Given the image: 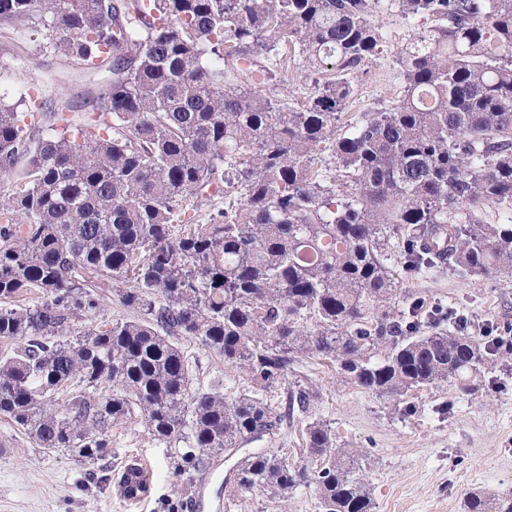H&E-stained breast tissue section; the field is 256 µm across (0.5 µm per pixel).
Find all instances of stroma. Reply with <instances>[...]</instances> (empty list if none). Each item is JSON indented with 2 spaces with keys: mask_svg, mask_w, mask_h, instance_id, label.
<instances>
[{
  "mask_svg": "<svg viewBox=\"0 0 512 512\" xmlns=\"http://www.w3.org/2000/svg\"><path fill=\"white\" fill-rule=\"evenodd\" d=\"M379 21L388 33L385 51L362 74L357 95L347 106L352 115L403 94L398 58L409 29L386 13ZM71 71L65 58L39 53L22 32L0 27V91L9 98L47 75L62 77ZM417 299L425 311L468 317L477 336H501L512 328L510 276L463 279L440 268L401 277L391 305L395 318L409 319ZM180 345L193 387L220 376L225 395L248 391L246 376L225 365L216 352L191 339ZM288 379L317 391L316 415L335 431L337 447L365 450L374 512H462L469 493H512V371L485 374L472 394L442 383L397 402L364 392L345 381L336 364L314 357L298 359ZM301 446L300 422L285 421L273 434L239 448L237 456L211 458L189 481L176 476L167 448L141 425L117 427L101 467L113 478L135 461L149 469L148 492L143 499L128 500L116 485L95 483L89 465L60 451L44 452L0 418V512H190L188 502L199 489L210 504L225 503L226 512H315L312 485L276 500L258 493L233 497L224 485L238 456L264 449L296 461Z\"/></svg>",
  "mask_w": 512,
  "mask_h": 512,
  "instance_id": "obj_1",
  "label": "stroma"
}]
</instances>
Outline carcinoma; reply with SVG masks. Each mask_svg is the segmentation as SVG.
I'll use <instances>...</instances> for the list:
<instances>
[{
    "mask_svg": "<svg viewBox=\"0 0 512 512\" xmlns=\"http://www.w3.org/2000/svg\"><path fill=\"white\" fill-rule=\"evenodd\" d=\"M383 9L426 29L399 56L402 99L345 123L387 43ZM2 21L110 74L75 134L68 102L0 97V174L18 176L0 199V418L38 447L93 464L113 428L140 424L190 476L277 429L261 393L301 354L389 400L469 390L512 356L461 318L404 325L388 311L393 258L406 274L512 275V218L483 219L512 203V0H0ZM290 50L316 75L310 91L259 94L286 84ZM326 150L331 177L314 168ZM212 187L224 209L177 224ZM93 278L129 284L133 317L103 319ZM179 337L251 390L190 391ZM317 400L288 387V415L308 419L303 460L242 457L233 495L314 483L318 512H373L365 454L310 418ZM146 488L141 467L123 471V497ZM463 512H512V495L472 492Z\"/></svg>",
    "mask_w": 512,
    "mask_h": 512,
    "instance_id": "carcinoma-1",
    "label": "carcinoma"
}]
</instances>
